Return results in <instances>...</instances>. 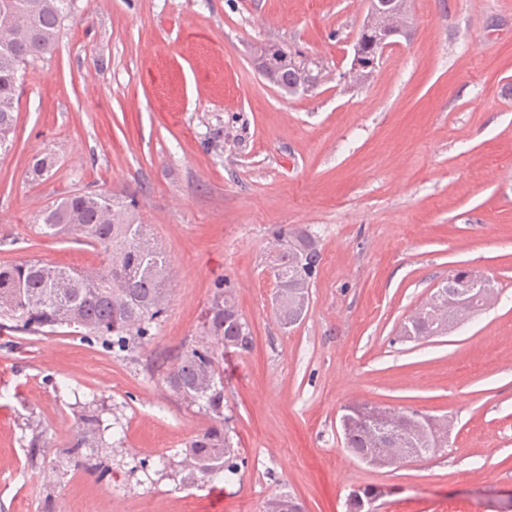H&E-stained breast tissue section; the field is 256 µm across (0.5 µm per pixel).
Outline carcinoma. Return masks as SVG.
Segmentation results:
<instances>
[{
  "instance_id": "cac0c4a2",
  "label": "carcinoma",
  "mask_w": 512,
  "mask_h": 512,
  "mask_svg": "<svg viewBox=\"0 0 512 512\" xmlns=\"http://www.w3.org/2000/svg\"><path fill=\"white\" fill-rule=\"evenodd\" d=\"M72 0H0V151L11 146L17 124L21 71L57 44ZM38 233L47 237L75 235L98 246L101 264L92 269L64 268L41 260L27 259L0 265V329L26 335H41L67 328L106 351L122 352L149 341L167 311L171 261L163 244L140 223L137 201L130 196L120 201L109 194H68L43 209L35 219ZM280 251L272 277L275 295L289 296L296 269L295 250L306 254V275L313 277L321 259L315 237L299 228L277 234ZM464 286L447 280L436 289L445 300L456 299ZM252 346L249 325L240 312L233 289L226 282L215 284L209 315L199 338L167 351L153 364L170 390L210 420V426L195 435L181 450L176 464L180 481L194 484L211 474L233 478L238 472L239 449L234 447L229 417L224 415V353H245ZM365 420L347 430L345 446L359 460L376 452L368 446L365 433L377 421L387 424L394 446L411 459H420L448 447L430 425L413 436L404 433L386 408L368 402L351 404ZM78 430L72 449L52 462L55 475L79 467L102 479L110 469L91 462L112 457L110 426L94 402L79 405ZM31 431L28 453L46 454L45 429L36 420L25 423ZM379 496L374 486L353 489L347 496V512H377ZM265 512H302L296 498L286 493L272 496Z\"/></svg>"
}]
</instances>
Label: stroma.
Listing matches in <instances>:
<instances>
[{"instance_id":"35a3bbf8","label":"stroma","mask_w":512,"mask_h":512,"mask_svg":"<svg viewBox=\"0 0 512 512\" xmlns=\"http://www.w3.org/2000/svg\"><path fill=\"white\" fill-rule=\"evenodd\" d=\"M369 0H73L52 54L29 65L14 145L0 155V263L98 266L81 238L36 214L75 191L135 196L171 261L153 342L114 354L68 333L0 332V512H346L352 488L387 487L378 512H501L512 492V0H410L408 37L361 87L344 80ZM298 50L316 87L285 94L258 70L268 44ZM53 167L43 180L30 168ZM311 231L321 262L304 320L282 328L262 259L281 227ZM470 267L495 305L426 343L405 318ZM253 340L224 356L234 480L172 472L208 427L153 373L200 331L216 282ZM103 404L112 475L68 474L47 498L27 416L52 452L75 402ZM448 416L447 448L395 470L346 449L345 406Z\"/></svg>"}]
</instances>
